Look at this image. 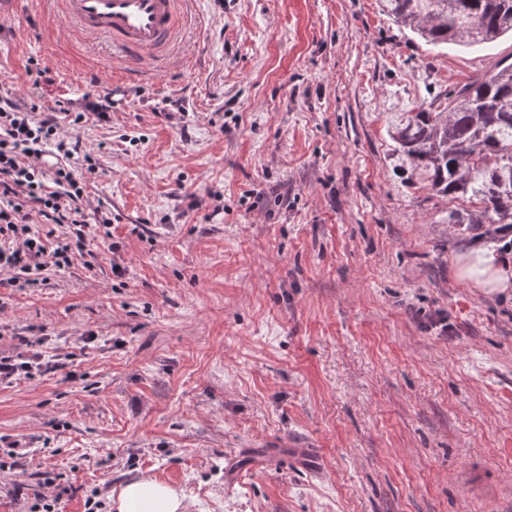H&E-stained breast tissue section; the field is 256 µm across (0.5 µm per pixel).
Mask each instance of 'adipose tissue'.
Wrapping results in <instances>:
<instances>
[{
	"label": "adipose tissue",
	"instance_id": "1",
	"mask_svg": "<svg viewBox=\"0 0 512 512\" xmlns=\"http://www.w3.org/2000/svg\"><path fill=\"white\" fill-rule=\"evenodd\" d=\"M455 272L457 279L486 295L512 288V263L488 246H477L459 255ZM112 506L116 512H189L181 491L149 476L127 481Z\"/></svg>",
	"mask_w": 512,
	"mask_h": 512
}]
</instances>
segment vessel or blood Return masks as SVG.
<instances>
[{
    "label": "vessel or blood",
    "instance_id": "1",
    "mask_svg": "<svg viewBox=\"0 0 512 512\" xmlns=\"http://www.w3.org/2000/svg\"><path fill=\"white\" fill-rule=\"evenodd\" d=\"M80 35H103L126 54L130 78L142 64H160L176 36V22L191 0H64Z\"/></svg>",
    "mask_w": 512,
    "mask_h": 512
}]
</instances>
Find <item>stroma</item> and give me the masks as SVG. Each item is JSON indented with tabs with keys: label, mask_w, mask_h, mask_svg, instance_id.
Here are the masks:
<instances>
[{
	"label": "stroma",
	"mask_w": 512,
	"mask_h": 512,
	"mask_svg": "<svg viewBox=\"0 0 512 512\" xmlns=\"http://www.w3.org/2000/svg\"><path fill=\"white\" fill-rule=\"evenodd\" d=\"M62 10L0 29V97L65 110L87 224L67 269L0 288V354L52 358L0 385V512H113L141 475L190 512H512V291L454 273L501 243L391 138L512 39L436 48L381 0H193L136 83Z\"/></svg>",
	"instance_id": "1"
}]
</instances>
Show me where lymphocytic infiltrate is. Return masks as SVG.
<instances>
[{
  "instance_id": "f902f5d3",
  "label": "lymphocytic infiltrate",
  "mask_w": 512,
  "mask_h": 512,
  "mask_svg": "<svg viewBox=\"0 0 512 512\" xmlns=\"http://www.w3.org/2000/svg\"><path fill=\"white\" fill-rule=\"evenodd\" d=\"M58 118L35 117L9 99L0 98V269L10 271L9 286L23 288L36 283L48 267L63 269L71 264L74 248L82 240L55 241L53 229L38 228L35 217L52 220L54 225L81 223L78 201L82 189L72 171L57 166L54 190L44 184L45 171L35 161L47 145H54L58 156L71 158L70 144L55 141Z\"/></svg>"
}]
</instances>
